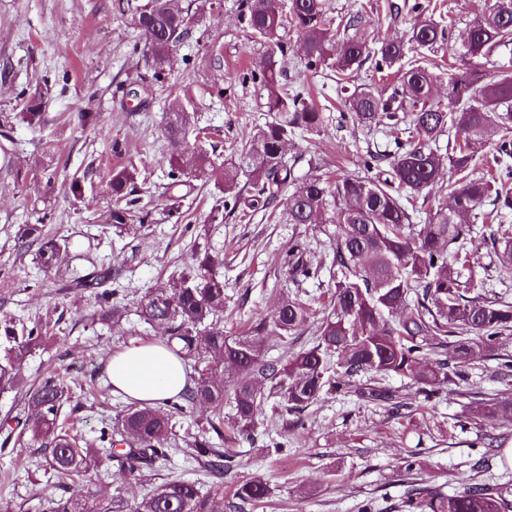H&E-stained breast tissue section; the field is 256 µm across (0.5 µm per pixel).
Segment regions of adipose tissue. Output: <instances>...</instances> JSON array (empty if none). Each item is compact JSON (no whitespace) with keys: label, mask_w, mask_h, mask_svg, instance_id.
<instances>
[{"label":"adipose tissue","mask_w":512,"mask_h":512,"mask_svg":"<svg viewBox=\"0 0 512 512\" xmlns=\"http://www.w3.org/2000/svg\"><path fill=\"white\" fill-rule=\"evenodd\" d=\"M109 376L113 392L150 405L178 394L188 381L180 358L164 346L140 341L113 354Z\"/></svg>","instance_id":"adipose-tissue-1"}]
</instances>
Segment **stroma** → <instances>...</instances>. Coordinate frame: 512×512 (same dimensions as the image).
<instances>
[{"label": "stroma", "mask_w": 512, "mask_h": 512, "mask_svg": "<svg viewBox=\"0 0 512 512\" xmlns=\"http://www.w3.org/2000/svg\"><path fill=\"white\" fill-rule=\"evenodd\" d=\"M240 2L221 0L220 8L206 11L192 38L157 73L130 16L116 10L115 0H0V117L22 111L23 88L46 78L53 84L39 124L14 123L16 151L10 160H0V317L47 327L20 377L31 385L52 375L68 386L72 399L58 421L75 427L85 446L100 447L122 401L108 389L112 353L128 343L131 327H138L146 342L155 333L133 314L111 325L94 321V297L65 287L84 260L44 272L34 263L33 250L19 247L15 234L19 225L40 222L51 235L72 233L80 241L99 236L97 224L111 202L106 175L120 160L136 162V187L152 211V224L99 236L86 255L120 273L128 306L191 265L199 250L210 249L224 257L225 334L242 336L260 320L272 319L282 295L299 294L309 305L307 323L290 348L265 351L266 357L282 358L311 346L320 309L331 294L317 227L296 226L283 213L265 211L246 220L228 213L223 223H209L223 195L214 183L199 180L191 183L188 215L172 217L165 208L169 145L164 126L172 96L187 91L194 97L200 126L215 131L210 155L219 164L228 157L229 142L246 138L270 118L267 92L251 78L266 49L242 23ZM392 2L327 0V6L334 15L361 11L372 37L407 38L414 16L392 12ZM286 39L290 49L280 61L281 81L311 89L325 117L320 132L299 134L288 146L289 156L299 159L298 173L315 175L336 165L351 171L367 152L393 149L382 129L344 117L335 73L325 67L308 70L300 60L298 33L287 30ZM80 112L93 113L92 123L80 125ZM82 174L87 180L78 200L69 184ZM299 241L307 242L306 258L318 274L295 281L284 259ZM28 413L23 391L0 390V508L10 512H42L49 499L87 491L80 481L59 480L42 449L17 426ZM463 414L453 399L420 401L395 417L381 405L327 394L307 411L303 424L293 426L267 403L257 417L255 442L235 443L234 468L224 486L232 488L242 477L267 484V499L255 508L244 506L243 512H360L369 501L374 512H400L402 495L413 487H437L450 495L468 476L512 484V465L504 461L485 472L470 468L479 435L500 438L512 448V421L485 420L463 430L457 425ZM270 437L287 442V456L264 455L262 446ZM412 452L421 467L403 473L398 463ZM172 477L207 482L185 447L140 478L110 487L137 498Z\"/></svg>", "instance_id": "35a3bbf8"}]
</instances>
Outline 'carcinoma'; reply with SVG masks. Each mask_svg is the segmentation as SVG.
Segmentation results:
<instances>
[{"mask_svg":"<svg viewBox=\"0 0 512 512\" xmlns=\"http://www.w3.org/2000/svg\"><path fill=\"white\" fill-rule=\"evenodd\" d=\"M118 11L131 15L145 38L154 69L169 60L176 44L191 37L198 25V10L182 7L179 0H118ZM403 8L419 15L408 40L386 38L376 42L365 32L363 14L348 12L335 18L325 0H245L241 20L254 38L267 47L259 77L267 91L271 120L246 139L229 143V159L216 166L200 150L187 171L181 164L189 132L207 139L209 131L197 126L191 99H174L164 134L171 145L165 192L169 212L182 214L190 193L180 187L189 178L215 183L224 200L212 208L208 223H224V210L246 218L284 201L290 224H313L327 236L325 246L336 267L335 291L321 310L312 346L288 355L266 359L270 343L286 349L307 322L309 307L298 296L281 298L277 315L264 321L249 336H226L224 320V259L209 251L196 254L192 266L181 270L149 291L138 303L141 321L157 330V342L181 358L189 369L188 383L179 395L157 406L133 402L118 416L110 434L102 438L107 448H87L77 435L58 424V413L71 401L68 387L50 377L26 392L33 416L25 422L30 441L48 451L50 467L60 479L78 477L88 494L47 501L44 512H216L224 495V475L233 455L213 445L226 433L233 439L254 440L257 415L264 403L275 399L283 418L298 416L325 394L353 393L368 403L388 407L394 416L410 407L396 391L384 385L388 378L408 380L413 395L426 399L442 396L449 384L465 382L466 366L476 359L497 361V378L512 385V355L502 351V339L512 334V302L487 297L489 278L470 275L474 254L466 241L480 223L489 230L484 241L495 255L494 274L502 284L512 282V229L503 222L512 214V71L484 82L485 63L512 44V0H494L476 16L456 48V67L448 77L447 101L434 98L437 82L424 62L412 53L429 52L452 40L453 21L426 14L420 0ZM299 33L306 68L325 66L336 74V91L357 124L383 125L393 136L396 151L370 154L353 173L336 172L301 176L288 163L284 148L297 132H317L324 122L321 112L305 92L283 90L277 54H286L282 32ZM387 80L396 76L390 94L375 91L356 78L368 60ZM49 80L31 92L19 118L36 124L51 93ZM448 135V156L439 154V141ZM497 139L496 154L478 167L474 145ZM448 160L449 203L429 210L427 220L413 223L419 199H428L439 183L443 160ZM136 165L129 161L109 170L112 208L100 224L101 233L113 228L144 226L150 215L141 198L134 196ZM252 185L243 196L241 178ZM491 209L486 210L484 206ZM18 245H38L37 263L53 268L70 255L68 236L46 237L38 224H20ZM304 248L288 251L286 265L293 280L315 274L303 260ZM89 292L100 302L97 321L107 324L127 316L119 298L121 285L112 266L93 263L69 285ZM0 335L8 346L0 356V388H13L28 355L44 338L41 325H17L0 318ZM371 375L370 383L357 378ZM233 413L224 416V403ZM472 417L512 418V397L493 398L483 413ZM201 407L209 416L196 422L191 442L192 458L212 478L211 491L198 483L169 480L139 499L109 492L100 469L107 460L119 462L125 480L143 467L166 460L176 447L175 428L186 407ZM269 489L255 479L238 480L232 507L259 505ZM403 512H508L512 502L504 488L465 482L462 490L444 494L422 487L406 494Z\"/></svg>","mask_w":512,"mask_h":512,"instance_id":"obj_1","label":"carcinoma"}]
</instances>
